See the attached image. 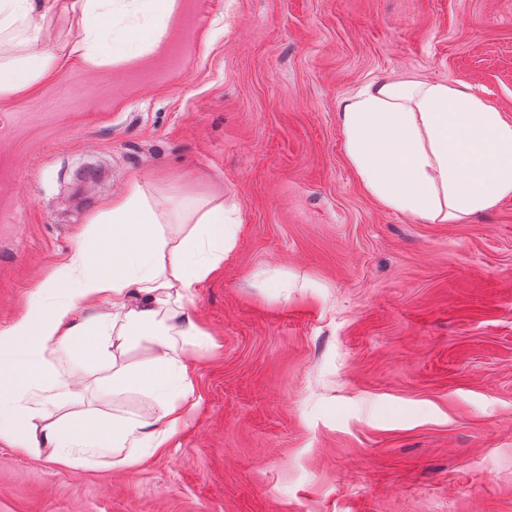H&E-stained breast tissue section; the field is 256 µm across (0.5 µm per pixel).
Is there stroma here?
<instances>
[{
    "label": "stroma",
    "mask_w": 512,
    "mask_h": 512,
    "mask_svg": "<svg viewBox=\"0 0 512 512\" xmlns=\"http://www.w3.org/2000/svg\"><path fill=\"white\" fill-rule=\"evenodd\" d=\"M466 89L512 122V0H179L162 42L0 98V328L133 177L241 224L188 306L200 404L137 470L0 440V512H512V197L454 224L383 206L340 101ZM87 376L63 412L139 411Z\"/></svg>",
    "instance_id": "35a3bbf8"
}]
</instances>
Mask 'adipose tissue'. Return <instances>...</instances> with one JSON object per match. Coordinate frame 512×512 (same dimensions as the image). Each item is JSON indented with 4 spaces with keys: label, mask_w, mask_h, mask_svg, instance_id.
I'll use <instances>...</instances> for the list:
<instances>
[{
    "label": "adipose tissue",
    "mask_w": 512,
    "mask_h": 512,
    "mask_svg": "<svg viewBox=\"0 0 512 512\" xmlns=\"http://www.w3.org/2000/svg\"><path fill=\"white\" fill-rule=\"evenodd\" d=\"M177 8L178 0H0V97L67 60L98 70L152 49ZM57 13L77 16L80 31L51 46L43 29ZM339 119L362 188L389 209L451 224L512 196V123L471 93L386 79L345 98ZM238 225L223 201L127 180L0 329V439L65 466L90 454L130 471L170 448L199 405L192 356L214 345L186 301L223 269ZM144 342L151 356L128 361ZM101 370L112 393L143 396L148 409L53 414L56 390Z\"/></svg>",
    "instance_id": "obj_1"
}]
</instances>
